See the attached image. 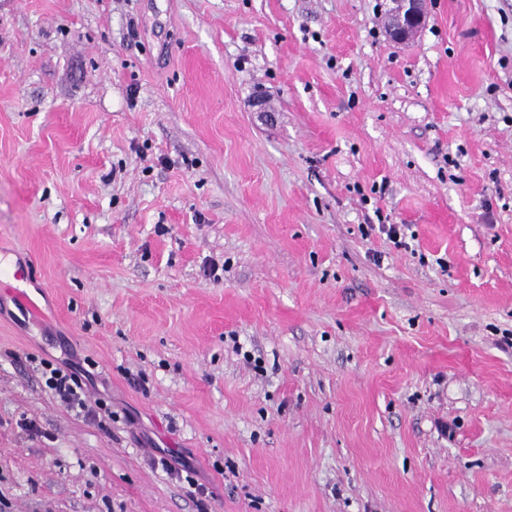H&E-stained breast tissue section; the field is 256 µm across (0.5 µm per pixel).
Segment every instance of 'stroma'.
<instances>
[{
    "label": "stroma",
    "mask_w": 512,
    "mask_h": 512,
    "mask_svg": "<svg viewBox=\"0 0 512 512\" xmlns=\"http://www.w3.org/2000/svg\"><path fill=\"white\" fill-rule=\"evenodd\" d=\"M426 9L0 0V512H512V0ZM389 14L396 17L398 27L389 35L398 42H407L427 21L424 0H392ZM44 369L49 371L50 377L47 378V386L54 391L60 402L68 409L76 410L87 420L102 426L104 416L101 414L102 408L96 401L94 405L89 403L86 391L78 378L69 372L66 366L54 364L52 362L42 361Z\"/></svg>",
    "instance_id": "obj_1"
}]
</instances>
